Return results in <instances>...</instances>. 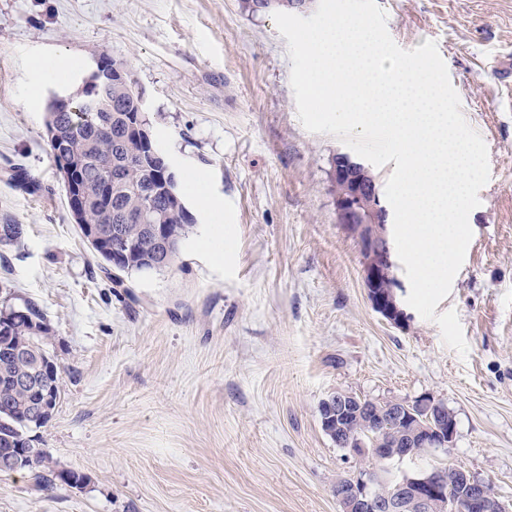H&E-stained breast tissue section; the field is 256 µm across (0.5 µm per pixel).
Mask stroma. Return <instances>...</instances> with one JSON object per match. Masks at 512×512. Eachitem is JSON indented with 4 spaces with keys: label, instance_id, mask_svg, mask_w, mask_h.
Wrapping results in <instances>:
<instances>
[{
    "label": "stroma",
    "instance_id": "1",
    "mask_svg": "<svg viewBox=\"0 0 512 512\" xmlns=\"http://www.w3.org/2000/svg\"><path fill=\"white\" fill-rule=\"evenodd\" d=\"M377 2L398 46L437 43L488 148L436 307L457 311L463 357L413 308L400 326L373 308L358 238L336 222L346 146L300 123L272 16L241 0H0V224L23 229L0 245V300H34L51 324L63 393L39 446L85 477L0 474V512H340L334 486L358 467L318 420L339 390L445 403V462L512 508V0ZM102 54L125 64L178 177L222 208L216 224L186 196L195 230L176 263L121 288L71 217L45 125L51 95Z\"/></svg>",
    "mask_w": 512,
    "mask_h": 512
}]
</instances>
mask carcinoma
<instances>
[{
	"label": "carcinoma",
	"mask_w": 512,
	"mask_h": 512,
	"mask_svg": "<svg viewBox=\"0 0 512 512\" xmlns=\"http://www.w3.org/2000/svg\"><path fill=\"white\" fill-rule=\"evenodd\" d=\"M59 136L60 144L70 155L84 160L75 171L74 182L86 192L84 219L90 224L102 223L104 237L87 240L92 253L101 260L102 272L123 288L124 276L157 270V265L175 263L182 241L193 229V218L179 186L155 195L130 194L120 184H112L110 214L102 215L95 199L98 189L120 171L129 182L144 188L160 186L158 175L168 157L160 148L158 156L142 160L143 145L134 137L131 126L149 129L142 97L132 80L112 82V91L95 101H74L67 109L48 113ZM13 316L9 335L28 344L42 361L41 375L46 388H60V367L50 349L52 328L41 307L32 300L5 304ZM28 364L15 359L8 346L0 344V450L14 448L27 435L46 426L50 419L31 415V407L42 393L15 385V376ZM50 469L44 454L30 459L21 470L33 473L35 479L50 487L52 479L42 473Z\"/></svg>",
	"instance_id": "obj_1"
}]
</instances>
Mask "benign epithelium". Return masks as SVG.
<instances>
[{"instance_id": "7a95c632", "label": "benign epithelium", "mask_w": 512, "mask_h": 512, "mask_svg": "<svg viewBox=\"0 0 512 512\" xmlns=\"http://www.w3.org/2000/svg\"><path fill=\"white\" fill-rule=\"evenodd\" d=\"M124 77L120 71H112L101 59L96 67L72 92L56 94V105H70L74 98L94 86L112 88V78ZM332 183L338 186L335 194L336 223L357 234L364 259V281L369 298L375 309L388 321L401 325L406 319L397 301V278L393 274L394 262L388 242V210L382 205L378 179L360 158L338 152L332 160ZM388 281V290H379L381 280ZM355 398L346 392L331 394L326 402V413L319 418L326 432L343 428L341 421L353 407ZM423 413L426 425L411 442L413 448L432 451H448L452 446L456 428L455 419L447 411L446 404L430 395H421L409 402L395 399L376 412L381 427L398 429L418 413ZM39 452L37 448H18L0 451V469L14 472L25 461ZM349 453L373 454L379 467L362 475L356 473L336 485V500L342 512H405L415 505L429 506L435 512H508L505 504L491 502L483 482L460 472L458 484L461 492L452 496L446 483L433 475L417 474L395 467V453L390 448H367L361 439L351 441Z\"/></svg>"}]
</instances>
